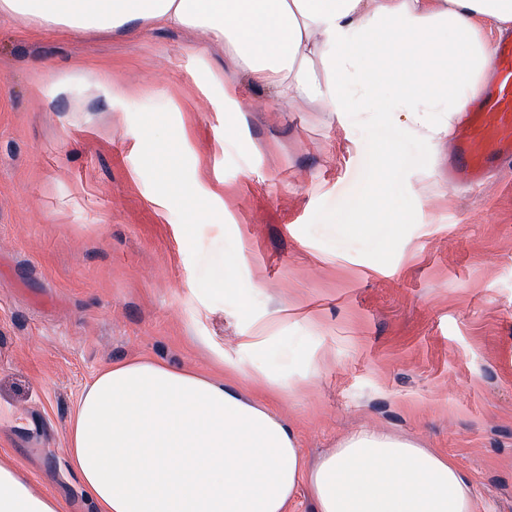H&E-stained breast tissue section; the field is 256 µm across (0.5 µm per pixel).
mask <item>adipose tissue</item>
Listing matches in <instances>:
<instances>
[{
    "mask_svg": "<svg viewBox=\"0 0 512 512\" xmlns=\"http://www.w3.org/2000/svg\"><path fill=\"white\" fill-rule=\"evenodd\" d=\"M37 29L189 28L224 43L249 80L284 98L360 112L379 82L411 134L451 133L481 93L492 49L481 22L512 23V0H0ZM220 381L137 357L81 393L66 456L95 512H286L306 487L316 512H477L455 463L413 439L363 428L305 469L296 432ZM0 512H64L0 460Z\"/></svg>",
    "mask_w": 512,
    "mask_h": 512,
    "instance_id": "1",
    "label": "adipose tissue"
}]
</instances>
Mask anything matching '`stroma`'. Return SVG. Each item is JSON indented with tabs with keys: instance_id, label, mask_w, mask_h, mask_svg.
Returning a JSON list of instances; mask_svg holds the SVG:
<instances>
[{
	"instance_id": "1",
	"label": "stroma",
	"mask_w": 512,
	"mask_h": 512,
	"mask_svg": "<svg viewBox=\"0 0 512 512\" xmlns=\"http://www.w3.org/2000/svg\"><path fill=\"white\" fill-rule=\"evenodd\" d=\"M403 119L275 96L193 29L1 19L0 459L94 512L65 447L103 367L222 379L285 353L312 360L306 383L241 390L307 467L379 429L451 459L479 512H512V176L450 189V138Z\"/></svg>"
}]
</instances>
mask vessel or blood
Here are the masks:
<instances>
[{
  "mask_svg": "<svg viewBox=\"0 0 512 512\" xmlns=\"http://www.w3.org/2000/svg\"><path fill=\"white\" fill-rule=\"evenodd\" d=\"M492 67L494 79L454 127L448 181L455 187L473 188L488 173L512 170V37L497 39Z\"/></svg>",
  "mask_w": 512,
  "mask_h": 512,
  "instance_id": "1",
  "label": "vessel or blood"
}]
</instances>
